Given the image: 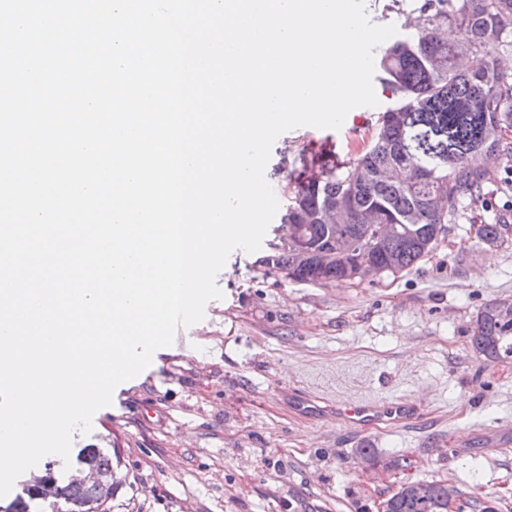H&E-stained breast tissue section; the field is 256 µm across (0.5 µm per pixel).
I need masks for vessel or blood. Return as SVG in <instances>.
I'll list each match as a JSON object with an SVG mask.
<instances>
[{"instance_id": "vessel-or-blood-1", "label": "vessel or blood", "mask_w": 512, "mask_h": 512, "mask_svg": "<svg viewBox=\"0 0 512 512\" xmlns=\"http://www.w3.org/2000/svg\"><path fill=\"white\" fill-rule=\"evenodd\" d=\"M332 412L336 420L354 426L365 433L403 425L417 419L420 410L406 398L383 403L354 400L337 403Z\"/></svg>"}]
</instances>
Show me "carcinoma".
<instances>
[{
    "mask_svg": "<svg viewBox=\"0 0 512 512\" xmlns=\"http://www.w3.org/2000/svg\"><path fill=\"white\" fill-rule=\"evenodd\" d=\"M385 10L411 19L404 34L377 50L376 79L391 94L369 141L348 162L325 160L319 169L301 151L288 161L281 151L278 169L292 167L283 224H305L306 235L324 247L334 238L360 239L366 224H397L384 239L383 253L406 271L427 256L460 208L480 198L487 181L486 160L512 164V72L501 59L512 56V0H387ZM453 27L450 42L441 32ZM479 56L475 70L459 60ZM410 171L404 179L401 173ZM266 265L288 271L293 280L327 284L347 280L352 259L336 254V269L320 271L297 258L283 242L270 244ZM470 344L489 362L512 359V302H491L476 317ZM78 463L95 472L97 481L63 482L50 466L26 481V497L11 502L9 512H31L45 478L55 479L59 501L81 512H99L115 483L112 453L88 447ZM454 488L433 483L432 495L412 497L405 484L383 504L386 512H448Z\"/></svg>",
    "mask_w": 512,
    "mask_h": 512,
    "instance_id": "carcinoma-1",
    "label": "carcinoma"
}]
</instances>
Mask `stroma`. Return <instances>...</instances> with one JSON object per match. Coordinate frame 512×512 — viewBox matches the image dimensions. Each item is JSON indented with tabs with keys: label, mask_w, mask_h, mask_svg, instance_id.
Masks as SVG:
<instances>
[{
	"label": "stroma",
	"mask_w": 512,
	"mask_h": 512,
	"mask_svg": "<svg viewBox=\"0 0 512 512\" xmlns=\"http://www.w3.org/2000/svg\"><path fill=\"white\" fill-rule=\"evenodd\" d=\"M352 109L340 129L300 126L282 149L355 158L380 112ZM486 199L449 225L436 248L398 275L297 282L267 267L266 245L234 250L216 283L223 296L186 327L192 350L156 351L116 388L71 451L113 449L116 490L104 512H379L407 480L442 481L461 498L491 496L512 512V359L486 362L470 345L478 311L512 301V233L487 242L482 224L512 225V172L495 166ZM321 401L414 399L421 418L370 434L328 416L298 415L296 394ZM405 455L408 471L377 475L363 444Z\"/></svg>",
	"instance_id": "35a3bbf8"
}]
</instances>
